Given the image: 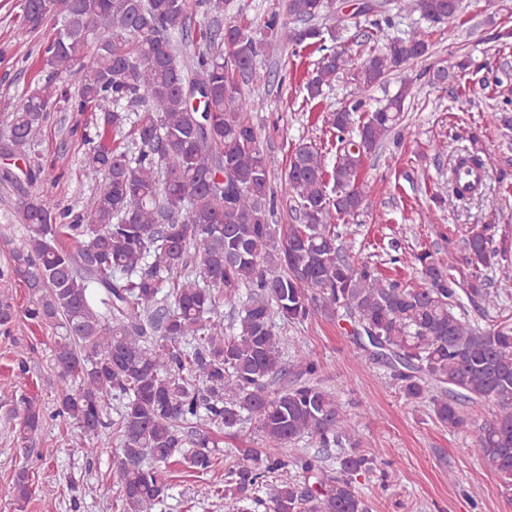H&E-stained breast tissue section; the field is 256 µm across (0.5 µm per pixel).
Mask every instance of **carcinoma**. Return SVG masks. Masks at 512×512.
<instances>
[{"mask_svg":"<svg viewBox=\"0 0 512 512\" xmlns=\"http://www.w3.org/2000/svg\"><path fill=\"white\" fill-rule=\"evenodd\" d=\"M191 8L208 19L196 35ZM460 9V0H407L408 11L432 24ZM47 21L48 81L12 105L0 151L25 164L0 168V183L17 194L13 217L26 230L0 269V329L17 320V286L27 298L24 318L63 329L51 358L53 412L23 398L22 438L49 415L77 431L74 451L86 458L117 443L122 512H145L164 494L161 468L175 456L198 473L214 467L218 441L199 428L202 418L220 430L251 420L269 448L309 437L343 452L330 471L316 456L241 451L224 487L207 489L224 497V512H244L250 499L264 512H371L355 480L378 457L359 447L356 424L321 385L313 354L296 349L286 368L276 333L280 323L340 312L360 348L391 370L407 405L430 408L452 431L474 424L477 408L496 405L472 447L511 502L512 323L475 327L462 303L494 302L488 268L498 282L512 281L500 226L471 229L466 274L426 250L417 254L416 286L342 254L336 231L337 221L363 209L361 166L399 124L415 81H403L371 112L353 99L325 113L341 144L332 170L314 144L298 146L285 183L303 223L276 224L271 161L246 118L243 91L262 46L224 17V0H25L24 25ZM343 22L332 0H281L263 19L273 41L322 51L305 84L310 100L351 67L345 52L325 45L338 40ZM428 53L415 26L370 55L357 80L380 85ZM69 82L78 86L74 99ZM53 97L75 112H99L103 129L121 140L85 152L95 194L75 215L31 191L44 173L31 146ZM222 299L240 303L232 335L224 332ZM288 373L293 381L270 390ZM113 401L118 419L108 423ZM147 457L157 469L144 466ZM266 478L267 499L252 498ZM14 492L19 502L31 495L27 470L16 474Z\"/></svg>","mask_w":512,"mask_h":512,"instance_id":"cac0c4a2","label":"carcinoma"}]
</instances>
